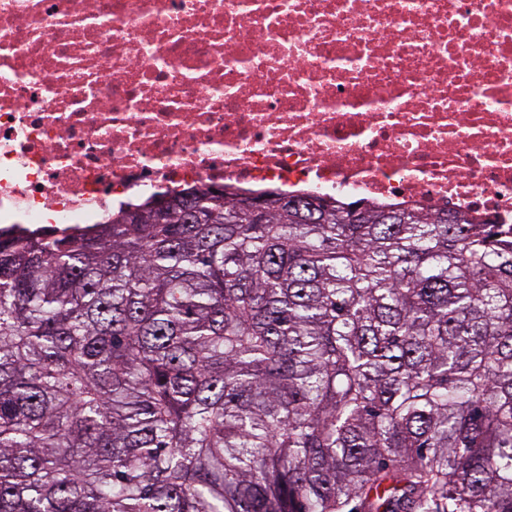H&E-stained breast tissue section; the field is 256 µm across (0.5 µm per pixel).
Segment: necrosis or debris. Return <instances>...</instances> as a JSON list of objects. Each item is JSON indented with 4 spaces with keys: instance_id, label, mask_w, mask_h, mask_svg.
I'll list each match as a JSON object with an SVG mask.
<instances>
[{
    "instance_id": "1",
    "label": "necrosis or debris",
    "mask_w": 512,
    "mask_h": 512,
    "mask_svg": "<svg viewBox=\"0 0 512 512\" xmlns=\"http://www.w3.org/2000/svg\"><path fill=\"white\" fill-rule=\"evenodd\" d=\"M512 224V0H0V223L196 187Z\"/></svg>"
}]
</instances>
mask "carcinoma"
<instances>
[{
  "mask_svg": "<svg viewBox=\"0 0 512 512\" xmlns=\"http://www.w3.org/2000/svg\"><path fill=\"white\" fill-rule=\"evenodd\" d=\"M190 190L0 230V512H512V240Z\"/></svg>",
  "mask_w": 512,
  "mask_h": 512,
  "instance_id": "carcinoma-1",
  "label": "carcinoma"
}]
</instances>
